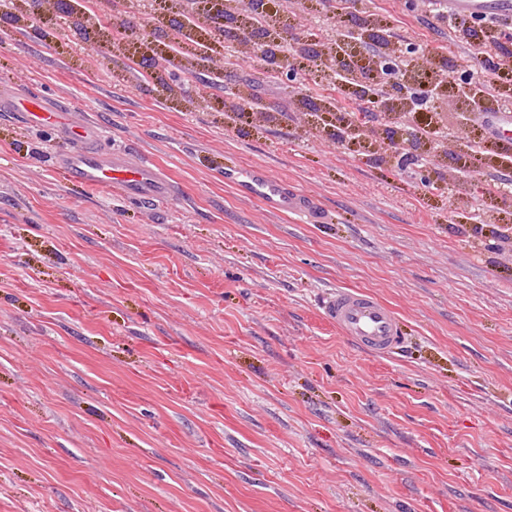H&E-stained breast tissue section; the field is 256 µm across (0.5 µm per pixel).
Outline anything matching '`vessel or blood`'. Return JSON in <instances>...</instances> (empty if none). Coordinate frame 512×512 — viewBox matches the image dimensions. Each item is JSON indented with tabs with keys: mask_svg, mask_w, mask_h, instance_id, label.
I'll return each instance as SVG.
<instances>
[{
	"mask_svg": "<svg viewBox=\"0 0 512 512\" xmlns=\"http://www.w3.org/2000/svg\"><path fill=\"white\" fill-rule=\"evenodd\" d=\"M450 10L465 16L512 13V0H448ZM0 112H22L30 121L56 128L72 144L60 157L61 169L76 181L94 189H115L137 203H168L178 190L148 157L100 146V129L79 111H64L16 88H0ZM479 120L491 137L512 140V110L491 109ZM225 183L246 199L258 201L273 214H295L310 223L322 220V211L311 196L291 189L258 165H234L224 169ZM325 318L337 331L363 350L385 356L403 339L395 311L369 293L339 288L323 302Z\"/></svg>",
	"mask_w": 512,
	"mask_h": 512,
	"instance_id": "vessel-or-blood-1",
	"label": "vessel or blood"
}]
</instances>
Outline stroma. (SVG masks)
Instances as JSON below:
<instances>
[{
    "label": "stroma",
    "mask_w": 512,
    "mask_h": 512,
    "mask_svg": "<svg viewBox=\"0 0 512 512\" xmlns=\"http://www.w3.org/2000/svg\"><path fill=\"white\" fill-rule=\"evenodd\" d=\"M0 12V86L55 99L133 148L179 189L141 205L55 165L51 127L0 112V512H512V193L486 196L499 148L461 170L435 144L336 146L347 95L324 66L294 80L199 23L165 56L189 0L148 19L130 0ZM427 0H356L421 65L468 52ZM282 39L334 47L338 19L281 0ZM259 102L260 112L238 117ZM254 164L322 206L278 216L224 181ZM391 306L406 341L372 355L322 315L333 290Z\"/></svg>",
    "instance_id": "35a3bbf8"
}]
</instances>
